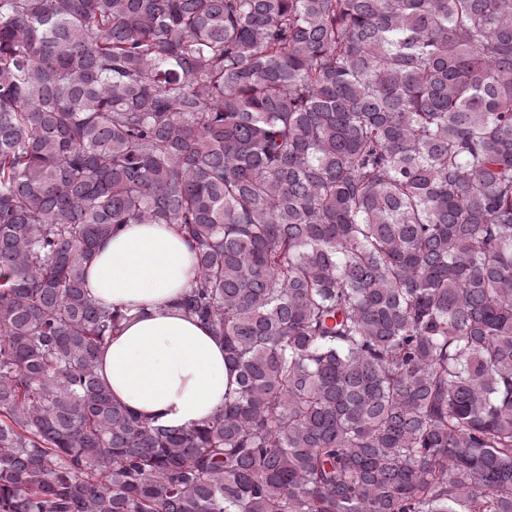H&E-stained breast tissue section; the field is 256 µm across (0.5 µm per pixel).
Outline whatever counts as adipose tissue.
Instances as JSON below:
<instances>
[{"label":"adipose tissue","instance_id":"obj_1","mask_svg":"<svg viewBox=\"0 0 512 512\" xmlns=\"http://www.w3.org/2000/svg\"><path fill=\"white\" fill-rule=\"evenodd\" d=\"M194 277L188 239L166 224L122 225L85 273L91 296L130 311L98 359L113 400L186 428L212 418L235 380L223 341L178 306Z\"/></svg>","mask_w":512,"mask_h":512}]
</instances>
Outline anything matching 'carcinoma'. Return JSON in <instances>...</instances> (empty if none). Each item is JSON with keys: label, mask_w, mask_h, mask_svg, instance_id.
<instances>
[{"label": "carcinoma", "mask_w": 512, "mask_h": 512, "mask_svg": "<svg viewBox=\"0 0 512 512\" xmlns=\"http://www.w3.org/2000/svg\"><path fill=\"white\" fill-rule=\"evenodd\" d=\"M122 224L202 426L99 377ZM0 512H512V0H0ZM194 277L190 242L166 224H123L85 273L95 299L132 308L99 354L112 399L144 419L186 428L212 418L235 380L224 342L178 307Z\"/></svg>", "instance_id": "1"}]
</instances>
